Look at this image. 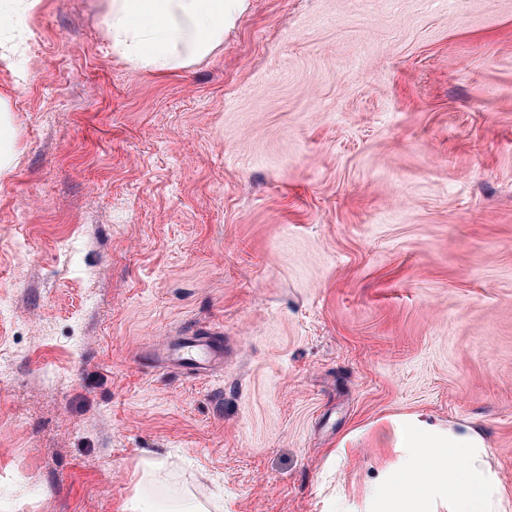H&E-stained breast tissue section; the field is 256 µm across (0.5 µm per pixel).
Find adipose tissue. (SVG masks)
Returning a JSON list of instances; mask_svg holds the SVG:
<instances>
[{
  "label": "adipose tissue",
  "instance_id": "obj_1",
  "mask_svg": "<svg viewBox=\"0 0 512 512\" xmlns=\"http://www.w3.org/2000/svg\"><path fill=\"white\" fill-rule=\"evenodd\" d=\"M113 52L130 67L173 72L210 58L248 0H106ZM408 459L390 474L378 512H503L504 497L482 434L415 414L391 425Z\"/></svg>",
  "mask_w": 512,
  "mask_h": 512
}]
</instances>
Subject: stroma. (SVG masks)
I'll return each instance as SVG.
<instances>
[{
    "instance_id": "obj_1",
    "label": "stroma",
    "mask_w": 512,
    "mask_h": 512,
    "mask_svg": "<svg viewBox=\"0 0 512 512\" xmlns=\"http://www.w3.org/2000/svg\"><path fill=\"white\" fill-rule=\"evenodd\" d=\"M105 27L40 0L0 65V512H373L413 412L512 512V0H249L161 75ZM189 336L207 376L143 364ZM7 98L0 96V178L12 174L18 164L17 132Z\"/></svg>"
}]
</instances>
